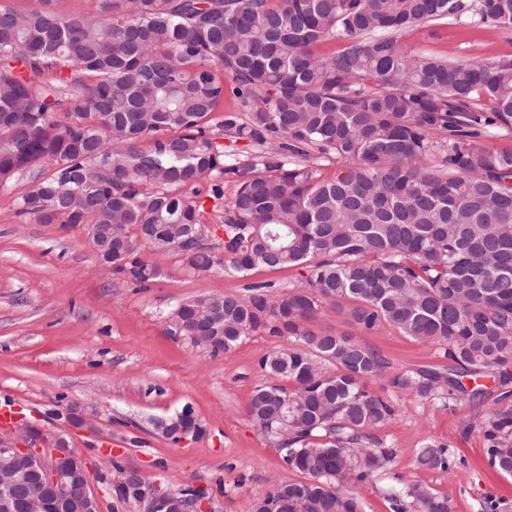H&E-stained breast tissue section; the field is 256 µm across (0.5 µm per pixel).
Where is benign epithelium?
I'll return each mask as SVG.
<instances>
[{"mask_svg": "<svg viewBox=\"0 0 512 512\" xmlns=\"http://www.w3.org/2000/svg\"><path fill=\"white\" fill-rule=\"evenodd\" d=\"M59 417L91 434L98 432L97 415L73 406ZM87 457L69 447L58 433L30 423L0 434L1 507L8 512H99V491ZM123 498L135 512H201L207 492L185 497L143 469L131 468Z\"/></svg>", "mask_w": 512, "mask_h": 512, "instance_id": "benign-epithelium-1", "label": "benign epithelium"}]
</instances>
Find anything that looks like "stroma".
<instances>
[{
	"mask_svg": "<svg viewBox=\"0 0 512 512\" xmlns=\"http://www.w3.org/2000/svg\"><path fill=\"white\" fill-rule=\"evenodd\" d=\"M397 41L414 55L449 60H512V31L468 20H435L401 32ZM18 180L0 188V401L32 411L34 422L67 431L69 445L92 466L106 462L98 438L112 441L120 464L150 471L173 488L202 486L209 512H245L271 483L299 481L246 414L259 362L283 339L256 334L233 349L211 353L186 336L167 332V317L179 303L202 293L247 296L251 284L280 289L303 281L305 268H256L244 275L219 269L197 272L180 256L146 252L158 276L140 286L124 274L101 271L85 229L15 220ZM316 327L355 336L378 351L390 373L444 364L438 346L416 342L398 330L365 331L346 312L327 305ZM374 391L406 411L380 432L396 451L389 468L360 487L365 512H391L385 490L417 484L448 496L453 512H484L488 501L512 505V477L491 466L484 437L468 429L471 406L421 401L391 387L388 376ZM80 403L96 408L99 436L68 429L57 415ZM191 407L203 427L195 439L172 443L153 422ZM452 443L458 467H417L425 437Z\"/></svg>",
	"mask_w": 512,
	"mask_h": 512,
	"instance_id": "35a3bbf8",
	"label": "stroma"
}]
</instances>
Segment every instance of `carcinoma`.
<instances>
[{"instance_id": "obj_1", "label": "carcinoma", "mask_w": 512, "mask_h": 512, "mask_svg": "<svg viewBox=\"0 0 512 512\" xmlns=\"http://www.w3.org/2000/svg\"><path fill=\"white\" fill-rule=\"evenodd\" d=\"M38 2L0 3V187L26 181L15 216L86 227L103 269L141 284L157 277L148 250L201 272L309 268L287 291L205 292L168 316L171 335L214 352L288 339L261 359L246 413L304 480L247 512H364L356 487L395 457L379 431L401 409L370 388L388 365L313 328L325 305L441 347L448 365L390 377L416 399L471 404L484 386L463 377L512 381V150L484 143L512 129V61L412 56L396 39L440 19L512 30V0H101L87 16ZM336 37L339 54H315ZM228 89L246 117L226 114L221 135L265 159L224 207L219 252L197 197L209 181L224 199L215 178L237 171L207 130ZM329 157L342 164L322 179L312 160ZM475 416L512 476V391ZM450 448L425 437L417 465L451 470ZM389 498L452 512L417 484Z\"/></svg>"}]
</instances>
